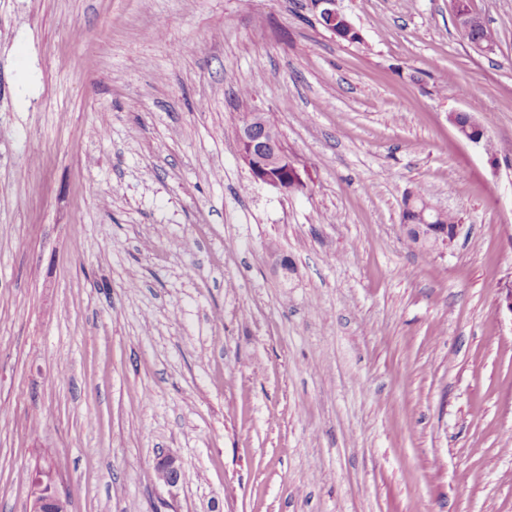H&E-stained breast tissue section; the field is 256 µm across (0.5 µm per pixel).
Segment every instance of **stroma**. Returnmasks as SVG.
<instances>
[{"instance_id": "35a3bbf8", "label": "stroma", "mask_w": 512, "mask_h": 512, "mask_svg": "<svg viewBox=\"0 0 512 512\" xmlns=\"http://www.w3.org/2000/svg\"><path fill=\"white\" fill-rule=\"evenodd\" d=\"M338 7L361 43L310 0H0V512L40 466L69 512H512V0H471L489 50L451 0ZM250 112L303 189L251 183ZM419 184L451 246H409ZM336 2V0H311V6L316 22L321 27L333 32V34L336 35L337 41L348 44L360 43L359 39L355 36L348 39L336 32L337 23H341L352 30H356V26L349 17L336 7ZM455 24L461 35L479 49H491L494 45L477 39V32L483 25V18L469 8H464L462 0H452ZM459 113L452 112L449 114L448 119L454 125L458 133L467 141L484 146V133L480 123L472 116L468 115V120L465 125H459L456 122V116ZM155 471L159 483L168 488H176L182 480L181 464L172 453H163L158 457Z\"/></svg>"}]
</instances>
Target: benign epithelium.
<instances>
[{
    "mask_svg": "<svg viewBox=\"0 0 512 512\" xmlns=\"http://www.w3.org/2000/svg\"><path fill=\"white\" fill-rule=\"evenodd\" d=\"M455 24L461 35L479 49H490L492 44L477 39V32L483 25V18L469 8H464L462 0H452ZM316 22L323 28L336 32V24L341 23L350 29L356 26L336 7V0H311ZM457 113L449 114L448 119L458 133L467 141L484 144V133L480 123L472 116L467 123H456ZM282 140V133L276 126L269 124L264 112H249L237 130L238 155L249 170L254 182L277 189H286V182L278 177V170L284 166L294 170L292 187L304 186L299 168L292 159L284 156L274 145ZM442 212L439 209L426 208L414 211L413 223H404V227L416 234L418 240L425 241L430 247L449 245L457 236L458 226L441 223ZM156 477L159 483L175 488L182 480V467L172 453L161 454L156 462ZM31 512H69V502L58 489V482L49 470L38 469L31 479Z\"/></svg>",
    "mask_w": 512,
    "mask_h": 512,
    "instance_id": "1",
    "label": "benign epithelium"
}]
</instances>
